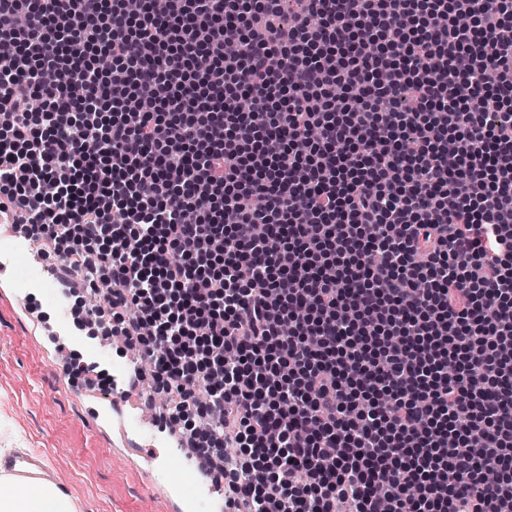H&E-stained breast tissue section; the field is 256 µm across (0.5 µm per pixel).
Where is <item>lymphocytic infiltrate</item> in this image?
Instances as JSON below:
<instances>
[{
	"label": "lymphocytic infiltrate",
	"mask_w": 512,
	"mask_h": 512,
	"mask_svg": "<svg viewBox=\"0 0 512 512\" xmlns=\"http://www.w3.org/2000/svg\"><path fill=\"white\" fill-rule=\"evenodd\" d=\"M285 2L0 0V215L224 512H512V0Z\"/></svg>",
	"instance_id": "f902f5d3"
}]
</instances>
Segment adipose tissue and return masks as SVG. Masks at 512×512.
I'll return each mask as SVG.
<instances>
[{
	"instance_id": "ef3b65f1",
	"label": "adipose tissue",
	"mask_w": 512,
	"mask_h": 512,
	"mask_svg": "<svg viewBox=\"0 0 512 512\" xmlns=\"http://www.w3.org/2000/svg\"><path fill=\"white\" fill-rule=\"evenodd\" d=\"M9 454L0 448V512H80L79 503L51 479L17 476Z\"/></svg>"
}]
</instances>
